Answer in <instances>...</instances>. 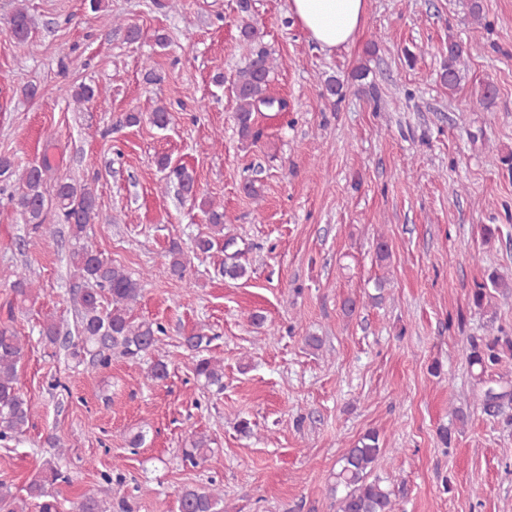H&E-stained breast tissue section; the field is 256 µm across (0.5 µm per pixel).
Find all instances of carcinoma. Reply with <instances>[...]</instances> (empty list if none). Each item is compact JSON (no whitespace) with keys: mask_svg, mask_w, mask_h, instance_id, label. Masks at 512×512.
Here are the masks:
<instances>
[{"mask_svg":"<svg viewBox=\"0 0 512 512\" xmlns=\"http://www.w3.org/2000/svg\"><path fill=\"white\" fill-rule=\"evenodd\" d=\"M34 20L23 7L11 15L7 31L16 50L22 54L31 52V34ZM243 40L251 45V53L245 66L239 68L233 78L236 99V120L239 132L244 137H254L255 114L261 108H272L273 97L269 94L271 74L274 69L270 50L263 42L259 29L251 22L239 26ZM467 54L466 47L458 40H448V56L443 63L440 79L448 89H456L461 80V61ZM159 168L169 171L179 189L197 203L214 233L224 236V212L215 208L195 190L193 175L183 166L170 167L168 158L157 160ZM49 165L43 161L24 167L16 172L15 161L0 155V177L18 175V192L11 195V201L20 211L26 223L42 234L55 237L53 225L45 223L48 210L55 211L58 221L69 227L71 237L79 242L86 234L88 224L98 214L95 192L85 184L71 179H60L53 191L46 186ZM167 273L181 278L184 276L183 251L176 243L168 249ZM73 277L82 281L86 288L81 291L77 335L60 336V329L53 321L43 323L40 336L47 345L64 344L71 350V356L80 363H87L93 369L106 368L111 364L112 354L118 353L132 360H139L149 354L165 333L159 323L136 322L130 315L132 306L142 293L141 280L132 277L123 268L102 258L88 247L81 245L71 254ZM512 288V279L492 272L487 279L474 284L471 291L473 305L482 309L492 292ZM13 290L16 296L26 299L31 293L29 269L21 267L15 273ZM212 337L198 332L184 337V346L196 353L193 372L209 386L224 389V361L207 356ZM25 344L15 331L7 326L0 327V440H12L27 430L32 414V403L18 386V367L24 357ZM468 365L479 368L476 402L490 413L499 412L501 401H512V386L509 382L493 387L485 374L503 365L506 357H512V336L492 335L480 341L471 340L463 350ZM211 440L200 434L185 449L183 460L196 467L207 460ZM53 457L43 463L40 478L28 486L29 501L15 505L11 512H60V503L48 491V486L68 480V476L57 467L56 460L65 455L66 449L58 440L51 442ZM384 465L383 448L376 431L364 433L354 446L338 460L335 483L332 492L336 495V512H396L397 491L380 477L377 471ZM179 512H224L223 497L216 487L207 485L185 486L179 496ZM73 512H112L108 503L98 496L85 493L73 502Z\"/></svg>","mask_w":512,"mask_h":512,"instance_id":"cac0c4a2","label":"carcinoma"}]
</instances>
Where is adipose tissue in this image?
<instances>
[{
  "label": "adipose tissue",
  "mask_w": 512,
  "mask_h": 512,
  "mask_svg": "<svg viewBox=\"0 0 512 512\" xmlns=\"http://www.w3.org/2000/svg\"><path fill=\"white\" fill-rule=\"evenodd\" d=\"M288 9L312 41L333 52L354 40L366 18L367 0H289Z\"/></svg>",
  "instance_id": "adipose-tissue-1"
}]
</instances>
